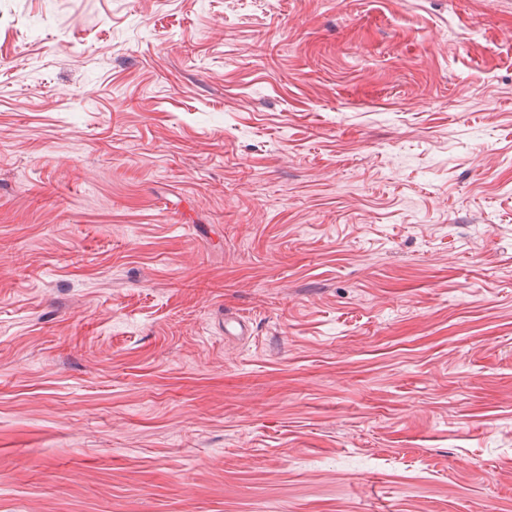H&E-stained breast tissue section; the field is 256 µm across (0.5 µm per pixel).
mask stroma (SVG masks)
I'll return each mask as SVG.
<instances>
[{
  "instance_id": "stroma-1",
  "label": "stroma",
  "mask_w": 512,
  "mask_h": 512,
  "mask_svg": "<svg viewBox=\"0 0 512 512\" xmlns=\"http://www.w3.org/2000/svg\"><path fill=\"white\" fill-rule=\"evenodd\" d=\"M0 512H512V0H0Z\"/></svg>"
}]
</instances>
